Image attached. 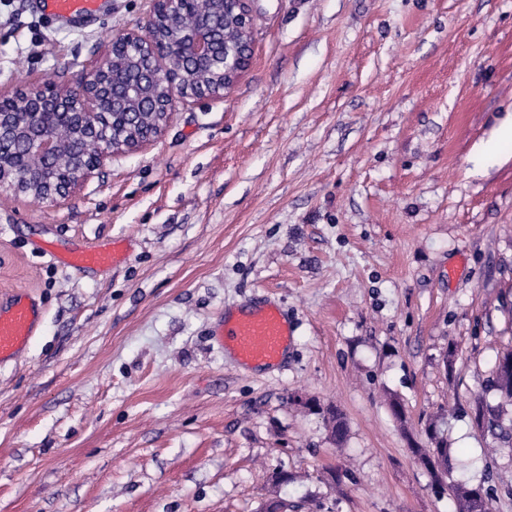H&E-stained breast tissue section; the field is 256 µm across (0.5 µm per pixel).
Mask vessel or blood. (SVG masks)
Listing matches in <instances>:
<instances>
[{
    "mask_svg": "<svg viewBox=\"0 0 512 512\" xmlns=\"http://www.w3.org/2000/svg\"><path fill=\"white\" fill-rule=\"evenodd\" d=\"M41 8L47 16L71 22L98 13L100 0H41ZM124 256L122 244L112 242L93 249L78 248L58 255L57 260L71 267L103 269ZM42 318L40 304L25 292L0 305V366L16 362L28 349ZM291 336L287 317L274 302L264 300L225 311L214 339L240 363L270 368L283 360Z\"/></svg>",
    "mask_w": 512,
    "mask_h": 512,
    "instance_id": "1",
    "label": "vessel or blood"
}]
</instances>
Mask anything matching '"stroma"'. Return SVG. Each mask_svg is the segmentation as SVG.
Segmentation results:
<instances>
[{
  "label": "stroma",
  "mask_w": 512,
  "mask_h": 512,
  "mask_svg": "<svg viewBox=\"0 0 512 512\" xmlns=\"http://www.w3.org/2000/svg\"><path fill=\"white\" fill-rule=\"evenodd\" d=\"M150 6L57 23L0 0V91L66 86ZM251 7L224 98L178 102L58 204L0 192V300L43 307L0 367V512H450L413 452L443 410L453 457L512 512V447L486 458L471 415L499 403L483 387L512 336V0ZM114 240L109 270L41 251ZM267 298L294 336L252 371L213 336Z\"/></svg>",
  "instance_id": "35a3bbf8"
}]
</instances>
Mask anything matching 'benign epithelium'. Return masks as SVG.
I'll list each match as a JSON object with an SVG mask.
<instances>
[{"mask_svg": "<svg viewBox=\"0 0 512 512\" xmlns=\"http://www.w3.org/2000/svg\"><path fill=\"white\" fill-rule=\"evenodd\" d=\"M252 0H151L145 23L112 36L75 85L19 88L0 94V145L27 141L29 165L0 154V188L54 205L115 153L158 137L176 99L224 97L251 59ZM64 123L91 140L90 156L48 133Z\"/></svg>", "mask_w": 512, "mask_h": 512, "instance_id": "1", "label": "benign epithelium"}]
</instances>
